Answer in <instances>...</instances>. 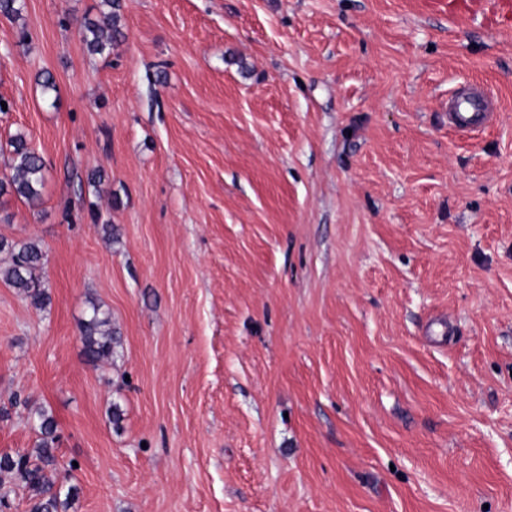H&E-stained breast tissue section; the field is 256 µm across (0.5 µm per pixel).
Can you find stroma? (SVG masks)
Listing matches in <instances>:
<instances>
[{
	"label": "stroma",
	"instance_id": "obj_1",
	"mask_svg": "<svg viewBox=\"0 0 512 512\" xmlns=\"http://www.w3.org/2000/svg\"><path fill=\"white\" fill-rule=\"evenodd\" d=\"M102 0L0 14V456L57 422L68 512H512V30L490 0ZM55 87L43 89L41 73ZM497 118L448 127V95ZM102 174L94 185L92 174ZM119 338L93 365L78 325ZM121 419L112 422V411ZM103 3L110 8L105 14L104 24L84 22L82 25L83 41L92 54H110L112 46L124 38L119 23L121 0H103ZM494 100L483 90L464 87L448 97V127L471 132L484 126L495 114ZM8 145L12 158L9 173L0 179V195L10 193L34 204L40 200L45 183V162L21 135L12 138ZM10 255V263L1 275L4 280L30 299L37 309H44L49 301V294L40 277L43 270V252L35 243L19 244L0 237V252ZM91 310L89 318L80 324V338L84 357L88 362L97 364L112 359L115 336L112 335L109 315L95 304Z\"/></svg>",
	"mask_w": 512,
	"mask_h": 512
}]
</instances>
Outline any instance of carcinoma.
I'll list each match as a JSON object with an SVG mask.
<instances>
[{"label":"carcinoma","mask_w":512,"mask_h":512,"mask_svg":"<svg viewBox=\"0 0 512 512\" xmlns=\"http://www.w3.org/2000/svg\"><path fill=\"white\" fill-rule=\"evenodd\" d=\"M103 3L109 8L104 24L85 22L82 25L83 41L92 54L110 53L112 46L124 38L119 23L121 0H103ZM9 147L12 158L9 173L0 179V195L10 193L34 204L40 200L45 183V162L21 135L12 138ZM2 251L9 253L10 263L0 271V275L29 298L35 308H45L50 297L40 277L44 258L41 248L35 243L19 244L0 237ZM80 338L88 362L97 364L112 359L115 343L112 321L99 306L92 305L89 318L81 322ZM28 418L35 422L39 433L34 455L18 453L1 456L0 472L19 476L29 492L30 512H66L72 495L62 494L58 484L59 467L54 454L56 421L43 408L29 410Z\"/></svg>","instance_id":"cac0c4a2"}]
</instances>
